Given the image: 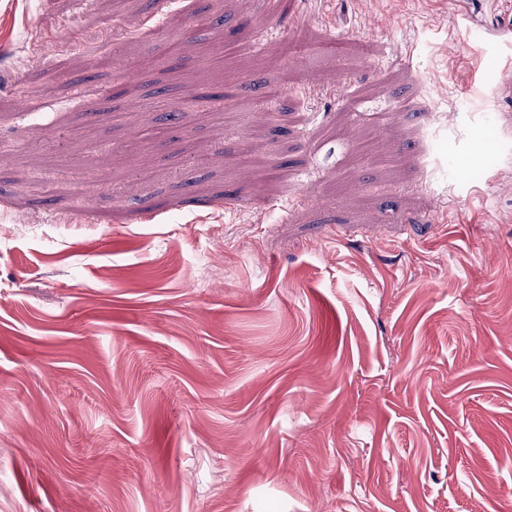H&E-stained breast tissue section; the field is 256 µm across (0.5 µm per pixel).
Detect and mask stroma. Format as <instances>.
Returning a JSON list of instances; mask_svg holds the SVG:
<instances>
[{
    "label": "stroma",
    "instance_id": "stroma-1",
    "mask_svg": "<svg viewBox=\"0 0 512 512\" xmlns=\"http://www.w3.org/2000/svg\"><path fill=\"white\" fill-rule=\"evenodd\" d=\"M203 8L0 0V512H512V0Z\"/></svg>",
    "mask_w": 512,
    "mask_h": 512
}]
</instances>
